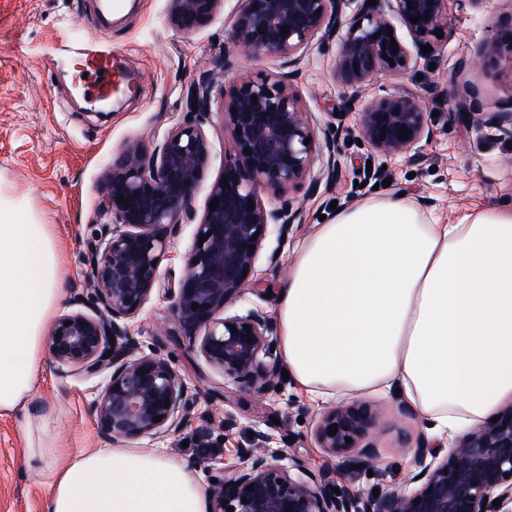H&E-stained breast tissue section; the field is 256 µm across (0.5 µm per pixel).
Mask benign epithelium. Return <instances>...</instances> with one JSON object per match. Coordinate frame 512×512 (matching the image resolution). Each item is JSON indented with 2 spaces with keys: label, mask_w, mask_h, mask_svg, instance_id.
Wrapping results in <instances>:
<instances>
[{
  "label": "benign epithelium",
  "mask_w": 512,
  "mask_h": 512,
  "mask_svg": "<svg viewBox=\"0 0 512 512\" xmlns=\"http://www.w3.org/2000/svg\"><path fill=\"white\" fill-rule=\"evenodd\" d=\"M222 2L171 0L170 27L191 34L211 20ZM360 2L339 51L337 74L348 85H362L381 74L400 75L412 64L408 45L381 3ZM341 3L238 0L229 40L252 52L289 58L304 52L319 33L339 25ZM391 10L418 46L435 48L448 33V0H392ZM413 17L418 21L411 22ZM285 27L290 28L286 34ZM393 41L397 46H391ZM504 55L512 57V30L493 35L485 44V62ZM217 96L223 100L224 126L233 142L232 152L224 157V173L211 184L207 198L217 201L218 208L205 206L198 220L192 209L210 154L201 121L174 125L150 153L138 144L122 148L104 181L99 202L104 222L90 242L98 259L86 276L87 294L75 297L76 303L91 305L95 314H63L47 338L50 360L61 376L109 373L89 411L100 436L112 442L158 437L192 420V399L180 374L162 356V348L138 353V341L126 323L151 296L156 263L178 225L187 221L195 222L194 240L174 294L175 329L169 336L188 338L209 364L260 394L279 383L271 317L258 310L228 315L226 307L247 287L269 227L278 224L283 230L295 219L266 209L262 194L269 187L287 189L303 182L310 172L316 132L282 77L244 81L228 96L209 74L190 88V101L200 115ZM458 106L478 125L512 138V111H481L476 87L466 85ZM403 128L408 129L404 136ZM358 132L372 148L391 156L407 154L434 135L420 95L411 92L366 104L359 112ZM120 196L128 205L119 204ZM204 235L208 239L201 244ZM109 350L112 356L107 358ZM498 416L496 422L471 428L444 455L434 447L417 449L407 479L387 485L376 496L335 493L336 470L314 471L300 458L292 459L294 475L276 467L269 462L275 452L267 447V436L257 431L249 447L240 450L239 464L224 470V477L211 486V512H512V404ZM377 426L378 417L369 406L340 405L323 414L315 438L328 454L355 467L375 460L369 437ZM348 438L353 443H346ZM251 484L254 489L249 491ZM244 498L249 503H242ZM497 498L502 502L495 506Z\"/></svg>",
  "instance_id": "benign-epithelium-1"
}]
</instances>
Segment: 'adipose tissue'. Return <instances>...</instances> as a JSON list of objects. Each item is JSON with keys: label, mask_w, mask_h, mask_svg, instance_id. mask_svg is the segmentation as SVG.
I'll return each instance as SVG.
<instances>
[{"label": "adipose tissue", "mask_w": 512, "mask_h": 512, "mask_svg": "<svg viewBox=\"0 0 512 512\" xmlns=\"http://www.w3.org/2000/svg\"><path fill=\"white\" fill-rule=\"evenodd\" d=\"M63 296L51 225L0 189V412L46 476L43 512H208L185 462L115 442L77 452L34 440L47 329ZM283 361L308 393L398 391L448 438L512 399V208L427 222L400 195L316 225L294 251L276 306Z\"/></svg>", "instance_id": "ef3b65f1"}]
</instances>
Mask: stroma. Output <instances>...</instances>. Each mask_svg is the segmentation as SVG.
Listing matches in <instances>:
<instances>
[{
  "label": "stroma",
  "instance_id": "obj_1",
  "mask_svg": "<svg viewBox=\"0 0 512 512\" xmlns=\"http://www.w3.org/2000/svg\"><path fill=\"white\" fill-rule=\"evenodd\" d=\"M237 5V0H222L206 26L183 35L169 26V0H137L136 8L113 25L112 42L136 74L140 93L114 98L109 115L101 119L99 104L57 77L52 66L72 33L90 23L91 0H0V185L51 225L59 238L66 294L86 288L85 275L95 260L87 242L102 222L100 188L113 155L126 143L153 148L175 123L192 115L189 87L206 72L214 73L228 91L246 80L289 74V88L299 97L318 140L335 144L331 153L322 146L317 149L301 185L264 191L267 209L288 210L297 218L288 233L270 227L250 282L229 313L254 309L274 314V293L288 280L294 248L320 217L334 219L337 209L376 196L378 179H390V194L415 200L430 221L440 224L457 223L471 209L512 205V148L507 137L477 128L456 110L468 84L478 88L484 111H498L512 101V59H499L489 74L477 64L488 38L512 27V0H483L477 6L471 0H449L448 36L438 52H414L413 65L404 74H383L359 88L334 76L340 51L336 34L316 37L292 64L277 55L233 49L227 31ZM398 90L421 95L425 111L433 115L435 135L416 146L413 159L379 153L362 142L357 131L361 109ZM204 130L210 159L193 199L199 214L232 148L221 100L212 102ZM333 158L338 161L334 170L329 167ZM194 229L191 223L180 225L159 265L157 290L128 322L141 353L155 350L160 328L172 316L167 291L184 274ZM163 353L188 387L193 417L206 418L211 435L200 441L189 426L176 434L139 438L132 445L158 448L188 461L208 482L222 479L225 469L238 464L240 448L256 430L268 436L280 467L298 457L314 470L339 468L336 485L345 495L376 491L377 480L368 474L372 468L404 481L414 468L417 448L448 445L396 397L368 393L363 402L380 416L372 435L378 456L373 467L342 468L315 439L323 413L338 406V399L311 398L290 379L277 392L259 395L224 377L185 339L168 344ZM107 379L104 373L62 377L44 364L37 394L40 402L58 411L49 429L60 447L76 452L102 446L88 406ZM228 416L236 421L229 431L224 428ZM22 453L12 418L0 416V512H42L44 478L24 469Z\"/></svg>",
  "mask_w": 512,
  "mask_h": 512
}]
</instances>
